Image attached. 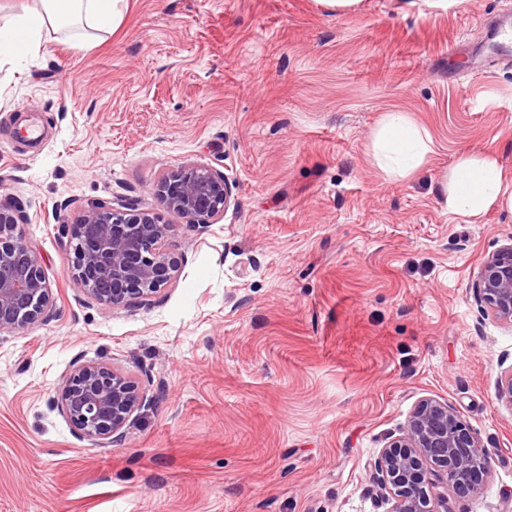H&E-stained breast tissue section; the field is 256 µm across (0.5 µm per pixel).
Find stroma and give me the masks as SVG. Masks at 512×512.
<instances>
[{
    "label": "stroma",
    "instance_id": "obj_1",
    "mask_svg": "<svg viewBox=\"0 0 512 512\" xmlns=\"http://www.w3.org/2000/svg\"><path fill=\"white\" fill-rule=\"evenodd\" d=\"M505 16L512 0H128L115 31L0 60V178L54 295L0 337V512H387L371 465L426 397L495 460L476 494L432 497L512 512V328L471 288L512 210L445 203L461 155L512 179V63L488 36ZM394 108L433 141L404 178L372 157ZM23 119L37 144H16ZM186 163L235 185L204 232L151 191ZM118 197L176 227L181 275L148 307L67 274L59 204ZM77 360L146 394L121 440L79 438L54 407Z\"/></svg>",
    "mask_w": 512,
    "mask_h": 512
}]
</instances>
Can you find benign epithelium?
Masks as SVG:
<instances>
[{
  "instance_id": "obj_1",
  "label": "benign epithelium",
  "mask_w": 512,
  "mask_h": 512,
  "mask_svg": "<svg viewBox=\"0 0 512 512\" xmlns=\"http://www.w3.org/2000/svg\"><path fill=\"white\" fill-rule=\"evenodd\" d=\"M166 208L204 230L228 208L233 186L223 172L182 166L153 186ZM24 215L0 197V335L46 320L54 297L43 259L20 229ZM176 225L141 210L132 200L94 201L78 218L60 225L73 243L71 277L76 288L112 308L147 304L180 272L172 248ZM472 289L486 314L512 327V238L484 258ZM147 405L138 384L123 371L96 362H74L62 376L56 408L82 439L104 444L123 437L135 413ZM494 468L470 426L448 403L421 399L398 436L374 460L377 480L390 490L388 512H448L430 488L445 483L458 497L477 492Z\"/></svg>"
}]
</instances>
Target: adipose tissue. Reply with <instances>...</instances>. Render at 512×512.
<instances>
[{"label":"adipose tissue","instance_id":"adipose-tissue-1","mask_svg":"<svg viewBox=\"0 0 512 512\" xmlns=\"http://www.w3.org/2000/svg\"><path fill=\"white\" fill-rule=\"evenodd\" d=\"M127 0H41L37 9H27L0 25V59L37 53L44 37L78 28L106 32L123 17ZM426 131L405 113H386L373 139L377 165L385 172L406 176L423 163L430 151ZM449 213L471 218L495 205L512 209V185L498 162L490 157L465 154L451 170L445 198Z\"/></svg>","mask_w":512,"mask_h":512}]
</instances>
